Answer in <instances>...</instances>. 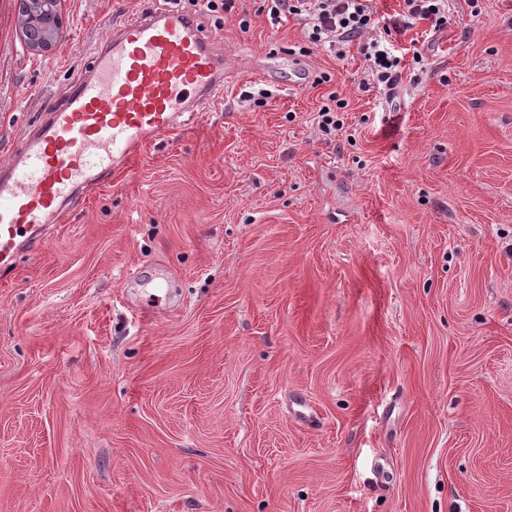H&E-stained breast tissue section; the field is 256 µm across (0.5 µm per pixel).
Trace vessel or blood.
<instances>
[{
	"mask_svg": "<svg viewBox=\"0 0 512 512\" xmlns=\"http://www.w3.org/2000/svg\"><path fill=\"white\" fill-rule=\"evenodd\" d=\"M92 78L59 88L60 107L23 135L0 170V271L36 251L81 191L104 183L153 140L199 119L224 76L222 55L182 9L117 28ZM195 104L184 107L188 93Z\"/></svg>",
	"mask_w": 512,
	"mask_h": 512,
	"instance_id": "1",
	"label": "vessel or blood"
}]
</instances>
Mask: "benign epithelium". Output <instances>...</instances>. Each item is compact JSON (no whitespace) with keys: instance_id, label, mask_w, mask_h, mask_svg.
I'll use <instances>...</instances> for the list:
<instances>
[{"instance_id":"1","label":"benign epithelium","mask_w":512,"mask_h":512,"mask_svg":"<svg viewBox=\"0 0 512 512\" xmlns=\"http://www.w3.org/2000/svg\"><path fill=\"white\" fill-rule=\"evenodd\" d=\"M65 20L62 0H19L18 36L34 56H43L56 45Z\"/></svg>"}]
</instances>
